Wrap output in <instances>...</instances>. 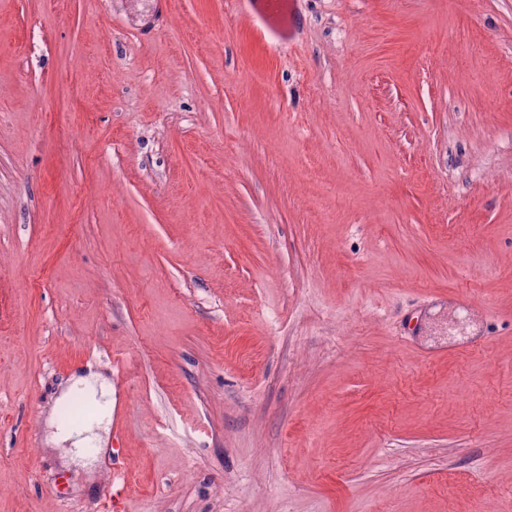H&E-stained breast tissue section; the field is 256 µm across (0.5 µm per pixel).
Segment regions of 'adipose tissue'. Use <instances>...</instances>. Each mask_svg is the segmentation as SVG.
<instances>
[{"instance_id": "adipose-tissue-1", "label": "adipose tissue", "mask_w": 512, "mask_h": 512, "mask_svg": "<svg viewBox=\"0 0 512 512\" xmlns=\"http://www.w3.org/2000/svg\"><path fill=\"white\" fill-rule=\"evenodd\" d=\"M77 395L95 405L96 412L83 425L55 421L56 437L61 441H71L77 456L94 458L106 446L101 430L112 419V410L116 405L115 391L107 379L79 378L66 388L62 398L67 401Z\"/></svg>"}]
</instances>
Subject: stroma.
I'll return each mask as SVG.
<instances>
[{
    "instance_id": "1",
    "label": "stroma",
    "mask_w": 512,
    "mask_h": 512,
    "mask_svg": "<svg viewBox=\"0 0 512 512\" xmlns=\"http://www.w3.org/2000/svg\"><path fill=\"white\" fill-rule=\"evenodd\" d=\"M471 302L455 305V295ZM118 393L90 467L47 444ZM512 512V0H0V512ZM252 3L259 12L266 16L268 15L269 18H280L284 15H288V21L290 24L296 20V16L298 14L297 0H255L252 1ZM259 3L265 5L264 12L258 9L257 5Z\"/></svg>"
}]
</instances>
